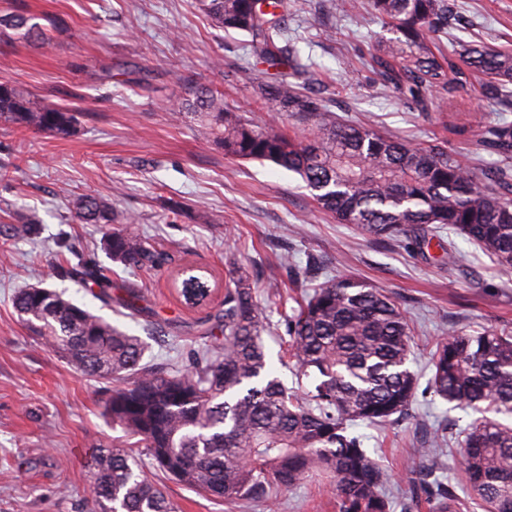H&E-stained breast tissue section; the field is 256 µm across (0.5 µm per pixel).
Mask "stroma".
Returning a JSON list of instances; mask_svg holds the SVG:
<instances>
[{
	"instance_id": "obj_1",
	"label": "stroma",
	"mask_w": 512,
	"mask_h": 512,
	"mask_svg": "<svg viewBox=\"0 0 512 512\" xmlns=\"http://www.w3.org/2000/svg\"><path fill=\"white\" fill-rule=\"evenodd\" d=\"M456 37L512 51V0H452ZM29 12L61 17L48 41L21 38L0 25V77L34 105H60L77 117L76 131L58 138L0 121V224L33 212L37 234H16L0 256V512H91L92 453L116 435L104 411L111 380L75 369L20 321L16 291L32 286L65 290L68 299L140 336L146 359L164 370L184 369L204 343L202 321L222 307L224 275L236 259L251 279L274 281L279 297L258 293L270 325L264 333L273 372L294 383L284 363L280 320L289 304L324 281L361 279L399 302L412 331L410 368L427 381L431 344L452 327L472 332L512 328V268L501 269L463 238L462 267L439 247L418 249L411 237L393 240L338 223L313 201L301 178L267 162L225 156L201 139L182 103L192 86L223 91L225 102L255 123L294 128L256 98L253 88L273 76L255 63L240 35L212 27L195 0H0V15ZM288 36L310 66L308 84L336 103L351 124L422 147L442 141L476 177L499 162L478 138L460 132L472 117L492 125L512 112L488 106L481 74L444 109L423 112L368 65L385 34L370 10L354 16L336 0H288ZM137 66L142 84L122 70ZM90 195L139 219L155 249L172 256L162 269L129 270L101 248L97 224L73 217L76 197ZM110 268L112 304L63 277L79 258ZM290 265H283V258ZM207 270L211 301L191 308L174 292L178 270ZM140 299L123 306L128 289ZM468 416L416 392L409 415L383 428L358 426L364 446L392 473L393 512H430L411 472L433 470L456 484V450L432 460L417 436ZM243 512H339L335 495L315 482L285 492L277 506L248 504Z\"/></svg>"
}]
</instances>
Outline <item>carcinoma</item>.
Listing matches in <instances>:
<instances>
[{"instance_id":"carcinoma-1","label":"carcinoma","mask_w":512,"mask_h":512,"mask_svg":"<svg viewBox=\"0 0 512 512\" xmlns=\"http://www.w3.org/2000/svg\"><path fill=\"white\" fill-rule=\"evenodd\" d=\"M391 46L371 56L370 67L411 103L427 109L422 94L442 103L467 82L460 57L482 74L485 98L512 108V53L481 41L461 50H432L454 21L450 0H369ZM198 9L225 33L248 37L260 62L288 71L260 82L259 100L279 115L304 124L288 131L259 126L224 105V95L192 88L187 106L199 134L236 159L267 161L299 175L317 205L342 224L381 238L408 233L426 242L448 230L495 264L512 268V124L481 130L501 165L481 184L439 142L426 148L370 128L348 124L333 100L299 83L308 72L288 39V0H197ZM25 29L34 40L59 25L24 12L0 24ZM0 118L66 138L75 115L60 107H35L0 78ZM81 224L106 227L102 248L127 268L158 269L168 256L135 230V217L118 219L96 197L73 201ZM66 276L97 286L93 297L112 303V284L92 261ZM186 303L199 304L209 289L195 269L173 280ZM258 286L229 262L224 309L204 336L209 344L176 373L143 362L144 341L48 287H31L14 299L21 321L81 372L112 380L105 405L112 427L136 439L93 455V493L98 512H177L176 504L145 468L226 504H276L308 478H319L336 495L340 512H390V472L350 432L356 422L387 425L406 414L418 388L408 367L410 328L396 300L368 283L344 276L327 280L284 318L288 357L297 374L311 379L300 391L274 376L264 351ZM427 391L476 414L455 433L458 470L466 495L484 512H512V330L471 334L453 328L436 339ZM432 512H459V497L439 478L419 481Z\"/></svg>"}]
</instances>
